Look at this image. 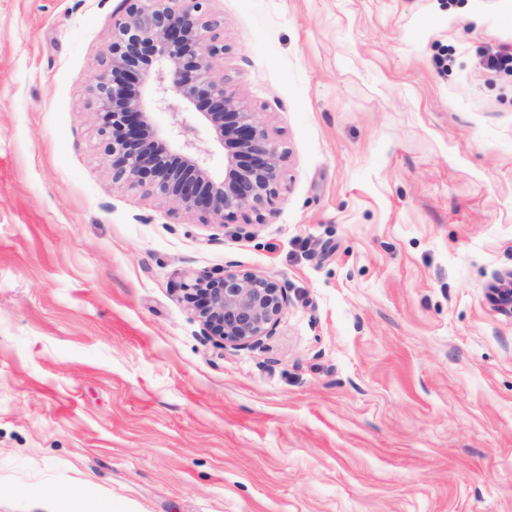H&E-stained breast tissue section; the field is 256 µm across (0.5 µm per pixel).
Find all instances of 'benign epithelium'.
<instances>
[{"instance_id": "1", "label": "benign epithelium", "mask_w": 512, "mask_h": 512, "mask_svg": "<svg viewBox=\"0 0 512 512\" xmlns=\"http://www.w3.org/2000/svg\"><path fill=\"white\" fill-rule=\"evenodd\" d=\"M127 2L94 87L112 182L156 193L175 210L209 215L216 231L238 214L250 221L277 195L284 155L216 68L224 46L207 39L217 26L208 0ZM154 110L169 114L165 139ZM201 126L224 149L222 177L204 165L209 150L197 143ZM181 289L203 334L234 348L259 346L289 303L287 288L273 277L237 265L189 273Z\"/></svg>"}]
</instances>
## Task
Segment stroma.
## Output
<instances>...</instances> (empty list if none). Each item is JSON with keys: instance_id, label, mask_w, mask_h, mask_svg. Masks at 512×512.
I'll use <instances>...</instances> for the list:
<instances>
[{"instance_id": "obj_1", "label": "stroma", "mask_w": 512, "mask_h": 512, "mask_svg": "<svg viewBox=\"0 0 512 512\" xmlns=\"http://www.w3.org/2000/svg\"><path fill=\"white\" fill-rule=\"evenodd\" d=\"M286 156L251 226L112 181L127 0H0V512H512V0H210ZM237 264L289 305L203 336ZM181 284L204 336L234 348H255L288 307L287 288L273 277L238 265L222 272L188 273Z\"/></svg>"}]
</instances>
